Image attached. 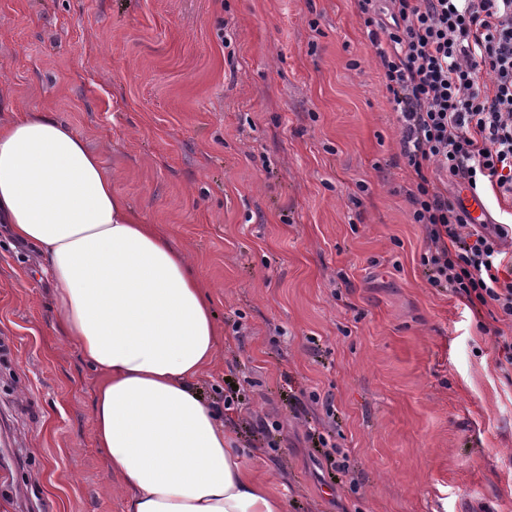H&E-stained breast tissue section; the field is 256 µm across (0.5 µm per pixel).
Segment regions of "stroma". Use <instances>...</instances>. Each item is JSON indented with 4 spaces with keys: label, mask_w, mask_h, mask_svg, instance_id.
Listing matches in <instances>:
<instances>
[{
    "label": "stroma",
    "mask_w": 512,
    "mask_h": 512,
    "mask_svg": "<svg viewBox=\"0 0 512 512\" xmlns=\"http://www.w3.org/2000/svg\"><path fill=\"white\" fill-rule=\"evenodd\" d=\"M0 103L65 120L188 254L224 328L198 388L234 383L224 423L287 512H512V374L493 320L422 275L351 0H0ZM56 318L0 224V512H122ZM331 450L332 452L326 450L322 451V453L327 465L334 473H336V477H348L350 480H354V468L351 464L349 455L342 453L335 448H331ZM333 454H336V456H333Z\"/></svg>",
    "instance_id": "1"
}]
</instances>
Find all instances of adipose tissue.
I'll list each match as a JSON object with an SVG mask.
<instances>
[{
  "instance_id": "adipose-tissue-1",
  "label": "adipose tissue",
  "mask_w": 512,
  "mask_h": 512,
  "mask_svg": "<svg viewBox=\"0 0 512 512\" xmlns=\"http://www.w3.org/2000/svg\"><path fill=\"white\" fill-rule=\"evenodd\" d=\"M0 223L38 251L58 333L101 376L94 433L123 512H286L196 388L222 336L201 277L53 113L0 122Z\"/></svg>"
}]
</instances>
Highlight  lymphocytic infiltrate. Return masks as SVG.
<instances>
[{"label": "lymphocytic infiltrate", "mask_w": 512, "mask_h": 512, "mask_svg": "<svg viewBox=\"0 0 512 512\" xmlns=\"http://www.w3.org/2000/svg\"><path fill=\"white\" fill-rule=\"evenodd\" d=\"M369 30L431 287L488 310L498 365L512 371V224L470 223L449 185L512 200V0H353Z\"/></svg>", "instance_id": "obj_1"}]
</instances>
